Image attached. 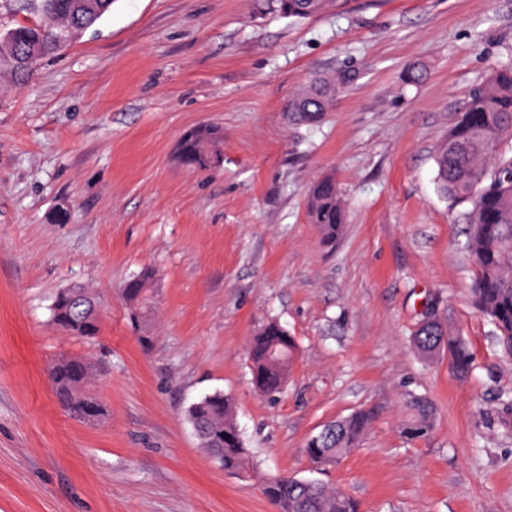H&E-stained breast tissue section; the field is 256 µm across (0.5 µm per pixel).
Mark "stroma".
Listing matches in <instances>:
<instances>
[{
	"label": "stroma",
	"mask_w": 512,
	"mask_h": 512,
	"mask_svg": "<svg viewBox=\"0 0 512 512\" xmlns=\"http://www.w3.org/2000/svg\"><path fill=\"white\" fill-rule=\"evenodd\" d=\"M509 52L512 0H347L307 19L254 0H115L27 81L0 84V512H277L201 450L185 411L215 391L260 474L312 477L307 439L375 406L324 483L362 512H512V364L473 306L463 218L433 160ZM413 61L427 77L401 85ZM343 69L356 80L331 112L289 120L290 95ZM209 124L222 165L184 166L183 135ZM323 175L346 203L331 249L306 219ZM145 268L147 348L121 294ZM67 288L95 289L94 339L52 322ZM430 306L469 374L413 352ZM270 319L299 344L274 400L246 357ZM61 355L95 366L105 418L58 405L47 367ZM408 391L437 407L415 440L399 432Z\"/></svg>",
	"instance_id": "1"
}]
</instances>
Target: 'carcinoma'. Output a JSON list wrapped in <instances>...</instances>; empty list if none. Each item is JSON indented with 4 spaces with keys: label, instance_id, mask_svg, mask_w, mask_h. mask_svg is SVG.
Instances as JSON below:
<instances>
[{
    "label": "carcinoma",
    "instance_id": "1",
    "mask_svg": "<svg viewBox=\"0 0 512 512\" xmlns=\"http://www.w3.org/2000/svg\"><path fill=\"white\" fill-rule=\"evenodd\" d=\"M33 7L41 27L23 24L0 30V75L19 81L32 74L40 63L56 53L67 29L83 32L108 13L115 0H19ZM346 0H257V9L285 18L305 19L335 10ZM424 65L407 64L400 81L414 85L422 81ZM350 70H340L315 78L288 99L285 110L296 118L309 119L331 111L333 102L354 81ZM223 129L206 125L199 133L181 141L179 161L193 156L197 168H213L208 156L220 154ZM434 162L440 194L453 208H464L469 253L475 266L473 303L495 327L501 357L512 362V57L501 61L474 89L456 121L438 147ZM306 214L308 223L317 227L321 241L332 245L340 236L345 220V203L336 180L330 176L314 179L308 187ZM150 281L144 269L127 281L128 299L133 301L129 319L143 325L153 314L146 285ZM55 296L52 319L66 333L82 337L80 327L60 316ZM98 302L93 290H83L82 305L73 309L78 323H95L92 304ZM412 347L424 359L443 352L452 357L456 369L469 370L468 353L459 336L440 320L418 323ZM299 348L294 337L275 320L261 325L247 346L248 368L252 382L262 386L269 397L279 394L297 359ZM49 378L59 405L69 414L81 417V405L96 401L92 390L94 366L84 359L62 356L49 367ZM406 418L401 433L410 439L426 435L436 421V408L426 396L408 393L403 398ZM372 408L357 409L336 421L333 427L311 436L305 452L311 459L337 463L357 448L375 421ZM187 419L201 441L204 451L224 465V471L256 472L236 421L234 399L216 391L193 403ZM262 493L279 512H360V503L343 490L317 479L281 476L270 485L262 481Z\"/></svg>",
    "mask_w": 512,
    "mask_h": 512
}]
</instances>
